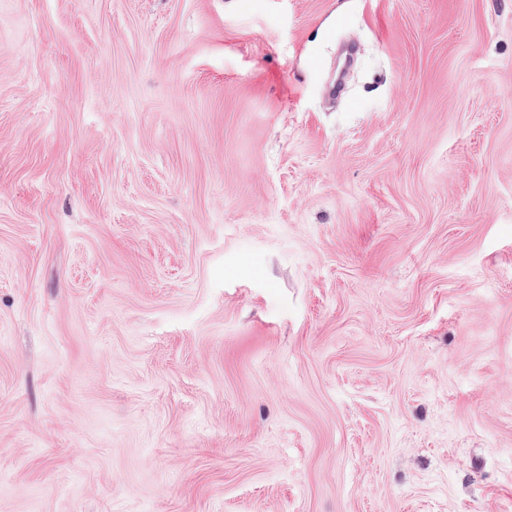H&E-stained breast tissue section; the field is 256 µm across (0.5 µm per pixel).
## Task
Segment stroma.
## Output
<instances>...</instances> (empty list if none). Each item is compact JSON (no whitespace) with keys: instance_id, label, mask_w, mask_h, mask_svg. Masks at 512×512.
<instances>
[{"instance_id":"obj_1","label":"stroma","mask_w":512,"mask_h":512,"mask_svg":"<svg viewBox=\"0 0 512 512\" xmlns=\"http://www.w3.org/2000/svg\"><path fill=\"white\" fill-rule=\"evenodd\" d=\"M0 512H512V0H0Z\"/></svg>"}]
</instances>
